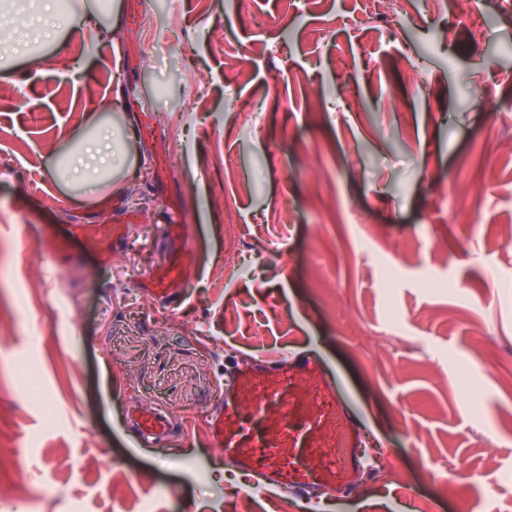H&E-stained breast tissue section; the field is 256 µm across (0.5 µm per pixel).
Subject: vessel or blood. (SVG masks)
<instances>
[{
  "label": "vessel or blood",
  "instance_id": "obj_1",
  "mask_svg": "<svg viewBox=\"0 0 512 512\" xmlns=\"http://www.w3.org/2000/svg\"><path fill=\"white\" fill-rule=\"evenodd\" d=\"M72 237L89 248L109 243L135 249L131 226L75 224ZM185 280L180 264L166 266L154 281L160 297ZM130 420L142 443L168 438L166 413L143 407ZM208 437L225 458L255 471L258 490L310 492L328 484L350 486L373 456H358L359 420L346 407L327 366L318 359H260L228 377L223 397L207 416Z\"/></svg>",
  "mask_w": 512,
  "mask_h": 512
}]
</instances>
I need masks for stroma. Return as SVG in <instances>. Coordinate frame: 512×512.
Masks as SVG:
<instances>
[{"mask_svg":"<svg viewBox=\"0 0 512 512\" xmlns=\"http://www.w3.org/2000/svg\"><path fill=\"white\" fill-rule=\"evenodd\" d=\"M403 2L156 0L134 29L112 0L46 64L0 43V512H278L205 415L226 366L314 344L380 461L350 512H512V5L478 32ZM103 110L135 134L83 195L61 158ZM176 258L184 296L155 300ZM140 405L183 440L135 447ZM69 231L72 237L82 240L91 249H97L102 243H112L114 248L125 250H134L138 246L137 237L128 224H73Z\"/></svg>","mask_w":512,"mask_h":512,"instance_id":"stroma-1","label":"stroma"}]
</instances>
